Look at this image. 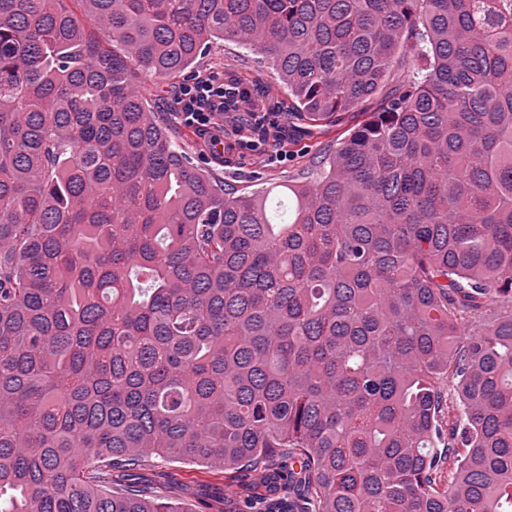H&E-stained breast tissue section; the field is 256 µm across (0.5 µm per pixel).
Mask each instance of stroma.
<instances>
[{"label":"stroma","instance_id":"stroma-1","mask_svg":"<svg viewBox=\"0 0 512 512\" xmlns=\"http://www.w3.org/2000/svg\"><path fill=\"white\" fill-rule=\"evenodd\" d=\"M195 71L200 75L210 71L235 75L256 84L263 99L271 103L278 104L287 99L278 75L268 61L257 51L232 42H218L209 53L198 57ZM176 91V85H158L151 81L143 87L154 112L161 119L172 120L173 138L179 148L237 192L268 190V208H275L278 201L285 199L284 182L310 170L312 156L325 143L321 137L302 136L299 142L284 144L286 159L275 161L271 158L272 143L253 150L236 147V132L241 119L238 113L228 112L224 115V141L229 148L223 157H214L192 128L176 122ZM261 477L262 471L258 468L226 471L220 467L155 462L134 470L132 479L150 483L161 496L191 508L192 512H242L241 485L259 481Z\"/></svg>","mask_w":512,"mask_h":512}]
</instances>
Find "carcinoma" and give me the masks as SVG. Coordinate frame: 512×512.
<instances>
[{
    "instance_id": "obj_1",
    "label": "carcinoma",
    "mask_w": 512,
    "mask_h": 512,
    "mask_svg": "<svg viewBox=\"0 0 512 512\" xmlns=\"http://www.w3.org/2000/svg\"><path fill=\"white\" fill-rule=\"evenodd\" d=\"M217 41L363 117L286 221L140 91ZM285 450L302 512H512V0H0V494L190 512L112 469Z\"/></svg>"
}]
</instances>
